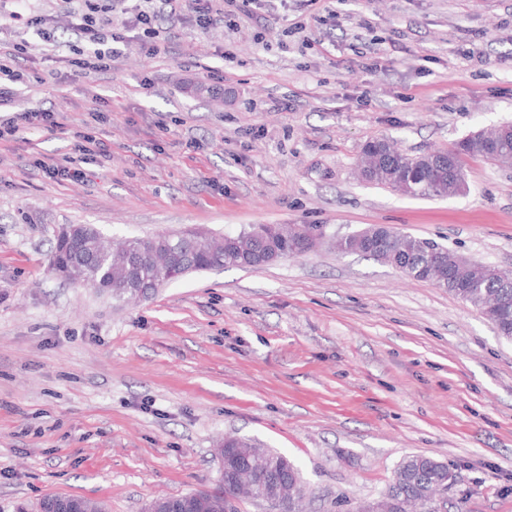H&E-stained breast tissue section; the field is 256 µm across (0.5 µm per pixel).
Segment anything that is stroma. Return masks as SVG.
<instances>
[{"instance_id": "obj_1", "label": "stroma", "mask_w": 512, "mask_h": 512, "mask_svg": "<svg viewBox=\"0 0 512 512\" xmlns=\"http://www.w3.org/2000/svg\"><path fill=\"white\" fill-rule=\"evenodd\" d=\"M14 11L74 39L62 0H0V53L27 43L37 69L0 115L62 122L0 143V512L48 495L143 512L213 484L227 434L287 457L309 512H353L411 455L455 470L448 512H512V341L434 282L335 247L384 225L512 271V171L466 159L467 194L442 199L355 171L375 140L422 155L512 122V0H260L256 19L204 29L164 16L160 55L130 37L76 81ZM209 84L221 100L189 92ZM82 129L107 161L47 178ZM63 224L117 241L306 224L317 242L122 303L50 271Z\"/></svg>"}]
</instances>
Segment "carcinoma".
<instances>
[{
    "mask_svg": "<svg viewBox=\"0 0 512 512\" xmlns=\"http://www.w3.org/2000/svg\"><path fill=\"white\" fill-rule=\"evenodd\" d=\"M462 156L456 158L458 178L466 182L462 157H480L498 165L499 156L512 151V124L502 126V139L497 145H488L471 134L459 141ZM384 161L396 166L404 180L412 187V198L442 197L438 186L448 181V165L433 166L424 158L415 162L394 148H386ZM408 251L395 262L420 269L434 251L444 256L452 251L427 239L408 236ZM125 248L139 256L134 270L113 263L106 255L101 238L89 225L79 226V234L70 239H58L50 257L53 271L77 265L81 267L87 284L112 295L117 301L131 299L141 293L155 291L167 277L165 270L157 267L154 256L164 253L168 267L175 272L183 269L193 272L226 267H257L271 264L293 255L288 245V225L259 224L249 231L237 235H226L224 240L213 243L191 242V238L160 234L152 238H132L124 242ZM484 282L480 288L448 287V292L479 311L489 305L490 295H499L512 305V272L503 271L489 275L481 274ZM288 483V489H296L297 495L288 497V512H305L302 507L303 488L299 470L288 463V471L279 474ZM454 482V475L448 465L433 458L414 455L404 460L396 469L392 482L383 495L391 496L402 504L418 500L422 512H447L444 494L448 485Z\"/></svg>",
    "mask_w": 512,
    "mask_h": 512,
    "instance_id": "1",
    "label": "carcinoma"
}]
</instances>
